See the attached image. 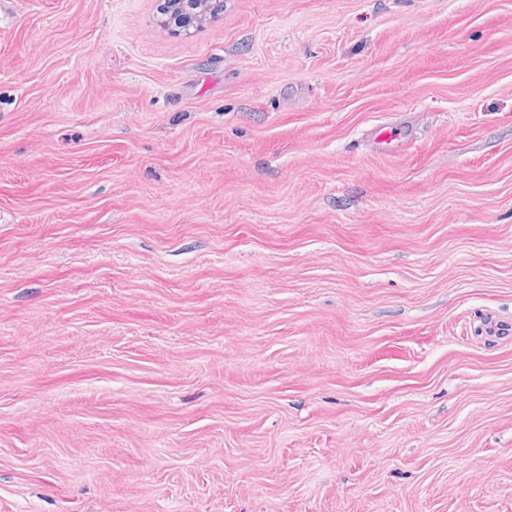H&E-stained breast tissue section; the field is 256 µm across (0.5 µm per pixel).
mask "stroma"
<instances>
[{
	"instance_id": "obj_1",
	"label": "stroma",
	"mask_w": 512,
	"mask_h": 512,
	"mask_svg": "<svg viewBox=\"0 0 512 512\" xmlns=\"http://www.w3.org/2000/svg\"><path fill=\"white\" fill-rule=\"evenodd\" d=\"M0 0V512H512V0ZM223 8V0H165L162 11L166 12L164 22L169 28L187 32L207 16V10L211 19L219 15Z\"/></svg>"
}]
</instances>
